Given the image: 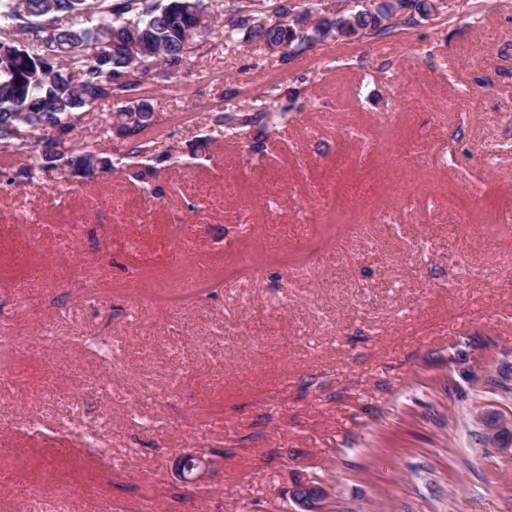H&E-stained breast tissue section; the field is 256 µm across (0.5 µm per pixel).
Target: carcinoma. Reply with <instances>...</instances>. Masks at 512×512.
<instances>
[{
    "instance_id": "obj_1",
    "label": "carcinoma",
    "mask_w": 512,
    "mask_h": 512,
    "mask_svg": "<svg viewBox=\"0 0 512 512\" xmlns=\"http://www.w3.org/2000/svg\"><path fill=\"white\" fill-rule=\"evenodd\" d=\"M262 0H234L228 6L224 42L235 43L237 32L263 43L287 41L297 54L303 44L299 33L284 29L263 12ZM322 0H279L274 11L286 16L299 7L311 15L320 11ZM430 9V0H382L374 13H362L345 26L344 35L387 39L396 35L409 18L388 22L393 13L419 14ZM211 15L208 0H0V146L30 150L32 164L26 175L55 167L65 176L85 177L98 169L112 171V158L92 151L71 150L49 157L27 138L30 128H55L62 144L73 137L84 109L105 100L117 101L132 94L137 85L128 78L132 49L145 46L160 52V64L169 72L179 71L200 42L213 35V26L192 31L194 15ZM82 17L78 25H61L67 17ZM110 52L104 58L82 55L90 47ZM285 112L269 101L239 115L226 127L234 136L245 129L255 132L252 150L263 151L270 130L279 125ZM153 112L145 103L119 106L100 125L105 140L119 127L132 139L128 154L141 160L129 173L136 181L157 174V163L171 154L150 152L140 135L152 126Z\"/></svg>"
}]
</instances>
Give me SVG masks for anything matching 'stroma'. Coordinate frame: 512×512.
I'll return each mask as SVG.
<instances>
[{
	"label": "stroma",
	"instance_id": "stroma-1",
	"mask_svg": "<svg viewBox=\"0 0 512 512\" xmlns=\"http://www.w3.org/2000/svg\"><path fill=\"white\" fill-rule=\"evenodd\" d=\"M447 3L287 61L208 37L140 89L146 183L109 102L73 145L115 171L0 150V512H512L475 418H512V0ZM272 87L263 151L226 137ZM125 105L117 106L110 117L104 120L100 125L99 136L101 141L112 136V129L118 126L127 138H134L129 145L127 155L140 158L138 168L129 172L127 175L136 181H144L146 177L153 178L158 171V164L161 161L172 159L173 154L161 153L156 155L150 153V147L147 145L150 141L142 140L139 136L152 126L153 112L146 103H140L136 106H130L126 101L118 102ZM118 120V122H116ZM212 464V460L201 455L187 454L181 458L176 468L177 475L186 484H195ZM326 496V489L320 485H300L293 491L299 512H320Z\"/></svg>",
	"mask_w": 512,
	"mask_h": 512
}]
</instances>
